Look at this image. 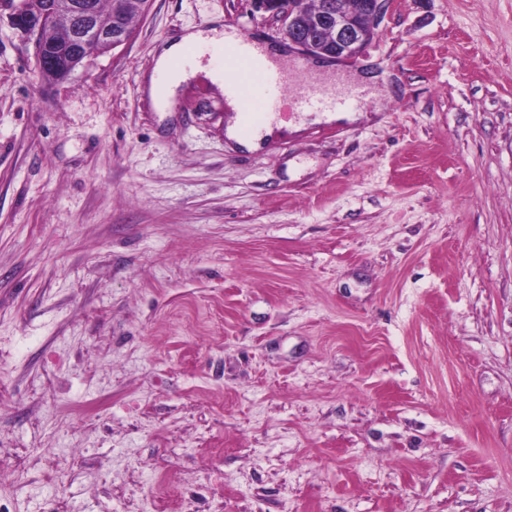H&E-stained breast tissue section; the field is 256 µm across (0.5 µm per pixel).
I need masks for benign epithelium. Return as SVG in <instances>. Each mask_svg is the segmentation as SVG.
I'll return each mask as SVG.
<instances>
[{
  "label": "benign epithelium",
  "instance_id": "obj_1",
  "mask_svg": "<svg viewBox=\"0 0 512 512\" xmlns=\"http://www.w3.org/2000/svg\"><path fill=\"white\" fill-rule=\"evenodd\" d=\"M254 10L281 22V35L302 56L354 60L378 35L389 0H332L321 9L318 0H250ZM10 9L11 23L33 41L34 67L45 79H64L90 62L102 46L128 43L133 34L121 21L101 19L87 0H0ZM65 25L62 41L50 37Z\"/></svg>",
  "mask_w": 512,
  "mask_h": 512
}]
</instances>
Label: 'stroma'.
Returning <instances> with one entry per match:
<instances>
[{
    "label": "stroma",
    "instance_id": "1",
    "mask_svg": "<svg viewBox=\"0 0 512 512\" xmlns=\"http://www.w3.org/2000/svg\"><path fill=\"white\" fill-rule=\"evenodd\" d=\"M151 0L60 81L0 14V512H512V0H390L354 61L284 49L244 97L356 123L247 151ZM357 96L352 91H346L334 95H327L317 88L303 89L295 97L296 108L303 110H326L345 107L353 98Z\"/></svg>",
    "mask_w": 512,
    "mask_h": 512
}]
</instances>
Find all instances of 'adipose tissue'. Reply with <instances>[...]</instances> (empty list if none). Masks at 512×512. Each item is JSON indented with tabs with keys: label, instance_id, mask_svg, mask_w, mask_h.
I'll use <instances>...</instances> for the list:
<instances>
[{
	"label": "adipose tissue",
	"instance_id": "ef3b65f1",
	"mask_svg": "<svg viewBox=\"0 0 512 512\" xmlns=\"http://www.w3.org/2000/svg\"><path fill=\"white\" fill-rule=\"evenodd\" d=\"M220 36L230 44L237 40L235 34H225L221 32L220 28L214 27L206 31L197 30L187 33L180 39L167 42L162 46L156 61V75L149 78L145 85V92L157 111H171L181 85L195 76L194 71H186L178 66V62L185 52L192 48H203L216 41ZM160 73L166 74V82L157 81L156 76Z\"/></svg>",
	"mask_w": 512,
	"mask_h": 512
}]
</instances>
